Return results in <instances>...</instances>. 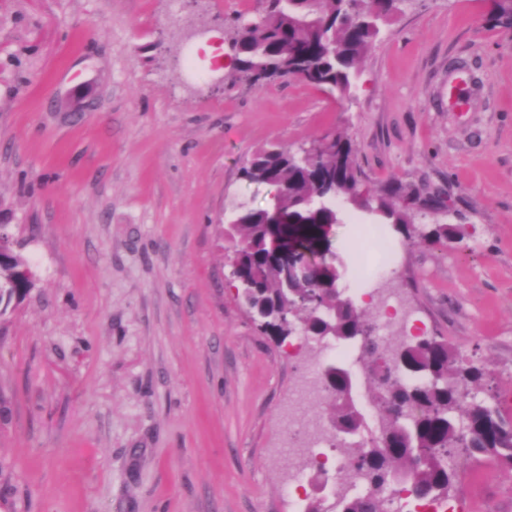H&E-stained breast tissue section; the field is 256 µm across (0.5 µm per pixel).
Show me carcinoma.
<instances>
[{
  "label": "carcinoma",
  "instance_id": "carcinoma-1",
  "mask_svg": "<svg viewBox=\"0 0 512 512\" xmlns=\"http://www.w3.org/2000/svg\"><path fill=\"white\" fill-rule=\"evenodd\" d=\"M409 0H269L266 13L242 25L229 40L239 79L261 85L292 70L305 81L349 95L361 60L373 48L383 24L402 11ZM488 22L512 32V0H489ZM243 178L274 190V203L266 208L239 207L230 222L237 237L238 262L233 276L238 287L251 291L253 305L265 304L291 317V324L306 336L342 338L369 329L356 306L340 298L332 280L288 284L284 271L295 256L279 248L288 240V226L273 223L274 212H285L307 225L304 236L320 254L319 262L336 265L331 241L319 236V224H342L353 208L390 224L409 239L443 243L461 239L459 228L449 224L416 227L409 208L393 201L397 190H372L361 179L352 142L327 135L308 149L293 151L272 147L256 152L241 169ZM10 255L0 261V320L10 314L16 294L29 285L17 271L27 260L15 249L9 231L0 246ZM359 359L379 375L377 348L359 346ZM408 374L421 381L409 386L398 380L376 387L377 404L398 399L409 409L394 420L383 419L379 435L358 446L351 472L368 492L349 499L344 512H381L383 493L395 475L405 474L421 498L435 500L448 493L453 478L450 464L461 452L487 456L512 469V418L476 399L457 421L461 388L478 387L484 372L475 366H455L452 348L434 336L398 352ZM319 380L328 389L336 430L360 435L364 417L349 389L348 374L331 361L322 367Z\"/></svg>",
  "mask_w": 512,
  "mask_h": 512
}]
</instances>
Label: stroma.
<instances>
[{
	"instance_id": "35a3bbf8",
	"label": "stroma",
	"mask_w": 512,
	"mask_h": 512,
	"mask_svg": "<svg viewBox=\"0 0 512 512\" xmlns=\"http://www.w3.org/2000/svg\"><path fill=\"white\" fill-rule=\"evenodd\" d=\"M267 0H0V224L34 285L0 324V512H295L315 496L299 410L324 355L291 356L232 288L224 224L270 187L240 169L262 146L355 145L369 187L415 194L389 257L334 225L347 294L373 333L412 328L485 374L465 397L512 417V37L487 0H412L340 98L301 80L224 81L203 47ZM195 70H188V62ZM305 492L284 488L297 471ZM441 504L512 512V470L460 458Z\"/></svg>"
}]
</instances>
